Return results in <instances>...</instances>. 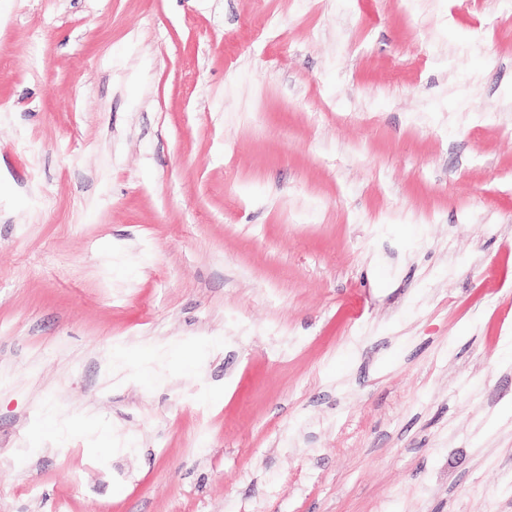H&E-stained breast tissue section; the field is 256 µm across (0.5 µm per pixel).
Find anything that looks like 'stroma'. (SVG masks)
I'll return each instance as SVG.
<instances>
[{"label":"stroma","instance_id":"1","mask_svg":"<svg viewBox=\"0 0 512 512\" xmlns=\"http://www.w3.org/2000/svg\"><path fill=\"white\" fill-rule=\"evenodd\" d=\"M0 512H512V0H0Z\"/></svg>","mask_w":512,"mask_h":512}]
</instances>
